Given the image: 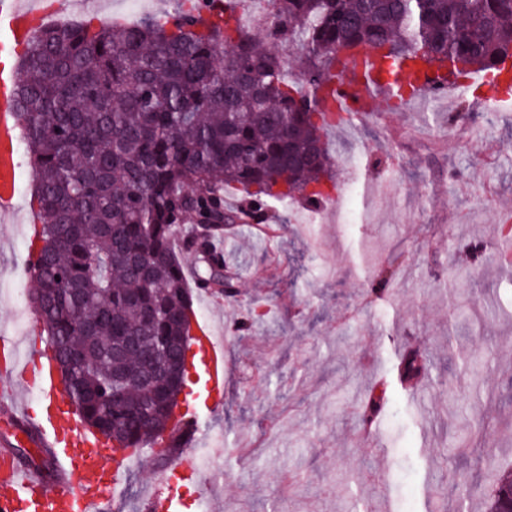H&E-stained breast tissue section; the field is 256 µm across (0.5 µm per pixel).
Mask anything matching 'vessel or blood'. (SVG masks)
Wrapping results in <instances>:
<instances>
[{"instance_id": "1", "label": "vessel or blood", "mask_w": 512, "mask_h": 512, "mask_svg": "<svg viewBox=\"0 0 512 512\" xmlns=\"http://www.w3.org/2000/svg\"><path fill=\"white\" fill-rule=\"evenodd\" d=\"M42 20L40 0H0V46L17 49L35 34ZM378 66L376 57L364 56L333 79L329 89L353 110L375 108ZM411 82L420 93L448 91L447 84L425 68L415 69ZM17 83L15 67L1 63L0 219L12 214L16 197ZM197 334L203 340L201 370L208 408L213 411L224 400L225 346L212 326L201 325ZM5 374L24 391L39 396L41 413L28 423H16L15 429L30 444L53 449L58 476L47 479L14 462L10 443L0 444V512H110V489L120 486L128 457L113 459L111 446L88 434L75 406L58 385L49 354L37 355L11 344Z\"/></svg>"}]
</instances>
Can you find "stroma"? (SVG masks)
Returning <instances> with one entry per match:
<instances>
[{
	"mask_svg": "<svg viewBox=\"0 0 512 512\" xmlns=\"http://www.w3.org/2000/svg\"><path fill=\"white\" fill-rule=\"evenodd\" d=\"M177 7L72 0L67 13L78 23L128 21ZM429 112L455 121L428 125ZM328 140L355 160L337 173L338 189L383 180L385 194L370 199L356 232L327 209L320 224H305L308 210L296 199L288 209L272 203L268 234H225L249 298L272 311L251 333L225 340L223 409L202 421L209 444L229 451L210 481L186 460L161 465L143 451L115 494L117 512H141L161 472L177 512H422L428 495L455 512L457 478L479 489L490 482L477 454L449 448L476 421L500 467L512 466V315L501 310L512 274L473 251L512 213V99L487 112L472 94L422 101L384 122L330 129ZM16 190L19 212L0 222V336L43 349L35 285L16 276L27 257L31 186L20 178ZM394 265L395 294L383 313L366 303L363 287ZM392 319L430 348L439 379L425 388L418 417L408 419L397 399L369 438L352 407L386 359L382 332Z\"/></svg>",
	"mask_w": 512,
	"mask_h": 512,
	"instance_id": "stroma-1",
	"label": "stroma"
}]
</instances>
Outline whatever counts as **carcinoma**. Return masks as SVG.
<instances>
[{"mask_svg": "<svg viewBox=\"0 0 512 512\" xmlns=\"http://www.w3.org/2000/svg\"><path fill=\"white\" fill-rule=\"evenodd\" d=\"M237 0L224 27L144 17L111 28H48L28 43L16 89L41 225L32 245L33 305L68 394L95 437L160 461L183 447L168 430L182 390L177 358L195 311L184 274L224 295V226L297 194L318 204L332 181L327 87L348 53L374 52L378 82L403 100L412 67L451 76L512 71V0ZM295 52L289 78L281 50ZM239 185L250 208H229ZM484 245L512 253V226ZM388 365L355 405L368 433L395 395L435 381L434 363L395 326ZM480 425L455 444L477 451ZM490 456L493 450L483 448ZM20 461L52 475L47 450ZM485 512H512V472L482 495Z\"/></svg>", "mask_w": 512, "mask_h": 512, "instance_id": "obj_1", "label": "carcinoma"}]
</instances>
